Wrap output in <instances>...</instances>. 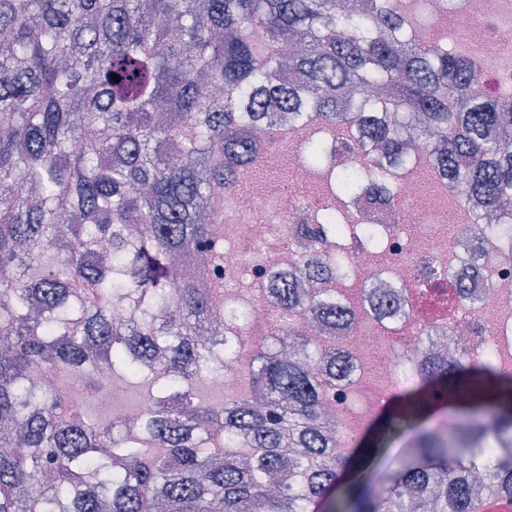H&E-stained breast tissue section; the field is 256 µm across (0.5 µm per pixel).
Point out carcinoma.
<instances>
[{"label": "carcinoma", "instance_id": "1", "mask_svg": "<svg viewBox=\"0 0 512 512\" xmlns=\"http://www.w3.org/2000/svg\"><path fill=\"white\" fill-rule=\"evenodd\" d=\"M419 25L407 0H0V512H474L512 496V457L497 455L512 445V371L489 354L403 391L393 427L414 431L415 453L376 484L341 483L361 448L336 454L340 420L322 406L364 313L323 282L305 304L274 289L271 344L238 365L247 394L220 407L195 394L239 359L199 339L224 325V209L207 201L265 168L256 122L312 127V239L358 223L344 214L355 196L390 201L383 168L328 172L349 125L397 158L412 129L436 132L424 150L448 187L512 225V88L488 89ZM190 247L216 259L206 288L180 262ZM439 277L449 303L468 299ZM120 288L135 295L127 324L112 318ZM307 311L331 335L308 337ZM104 367L148 383L140 431L31 381L79 370L97 391ZM458 392L466 430L418 424ZM288 463L292 482L271 491Z\"/></svg>", "mask_w": 512, "mask_h": 512}]
</instances>
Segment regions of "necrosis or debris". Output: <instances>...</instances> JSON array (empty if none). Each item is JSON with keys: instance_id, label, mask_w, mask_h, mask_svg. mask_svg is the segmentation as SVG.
Masks as SVG:
<instances>
[{"instance_id": "obj_1", "label": "necrosis or debris", "mask_w": 512, "mask_h": 512, "mask_svg": "<svg viewBox=\"0 0 512 512\" xmlns=\"http://www.w3.org/2000/svg\"><path fill=\"white\" fill-rule=\"evenodd\" d=\"M448 15L455 31L469 34V48L478 51L492 76L512 74V50L503 47L512 39V30L505 23L512 15V0H461L460 6L433 12L427 28H441ZM406 156L409 172L395 183L399 207L358 202L359 224L336 241L337 250L349 256L353 267L351 274L336 272L331 277L338 286L337 300H345L349 289L377 285L383 305L396 309L407 298L409 285L430 282L442 270L459 273L471 268L475 271L470 290L473 309L453 317L455 356L461 359L485 353L491 340L500 348L511 349L512 317L505 315L504 309L512 304V232L488 233L482 245L463 229L451 236L444 234L439 224L448 215V185L440 180L436 191H418L412 173L428 168L429 156L421 148L407 151ZM232 198V209L224 216L221 254L224 333L215 337L214 343L223 346L236 340L240 326L236 311H251L248 333L252 346L242 354L247 362L253 346L264 343L269 335L266 312L273 278L290 276L292 287L307 291L313 285L312 273L327 270L329 264L325 250L301 236V226L310 221L306 203L294 202L284 210L244 191L233 193ZM426 318L427 311L421 306L412 321L382 320L381 329L392 332L382 348L371 337L356 336L351 344L354 371L350 383L330 392L325 410L339 416L349 414L357 402L373 410L406 389L408 383L421 382L425 354L443 343L438 336L419 340L418 331ZM376 368L384 374L378 385L367 381Z\"/></svg>"}]
</instances>
